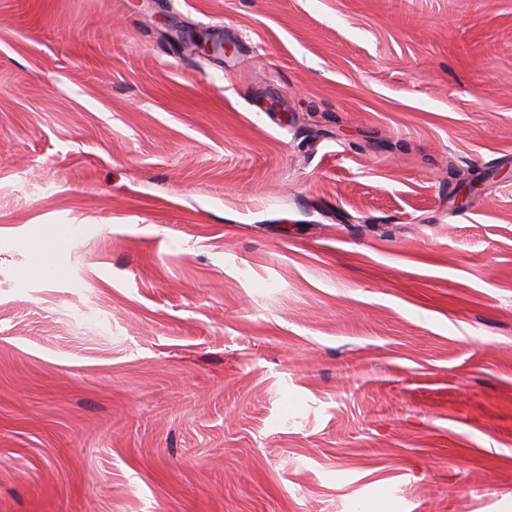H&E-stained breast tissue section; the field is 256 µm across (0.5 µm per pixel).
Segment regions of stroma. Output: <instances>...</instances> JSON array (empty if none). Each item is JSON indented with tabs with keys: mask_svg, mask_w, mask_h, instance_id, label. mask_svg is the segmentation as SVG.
Returning <instances> with one entry per match:
<instances>
[{
	"mask_svg": "<svg viewBox=\"0 0 512 512\" xmlns=\"http://www.w3.org/2000/svg\"><path fill=\"white\" fill-rule=\"evenodd\" d=\"M0 512H512V0H0ZM189 38L191 52L198 56H213L229 51V47L224 43L214 42L204 34H193ZM65 238V232L61 229L52 232L48 242H44L37 247L39 254V267L44 274H53L58 272L61 267L58 262L57 250L58 244Z\"/></svg>",
	"mask_w": 512,
	"mask_h": 512,
	"instance_id": "35a3bbf8",
	"label": "stroma"
}]
</instances>
